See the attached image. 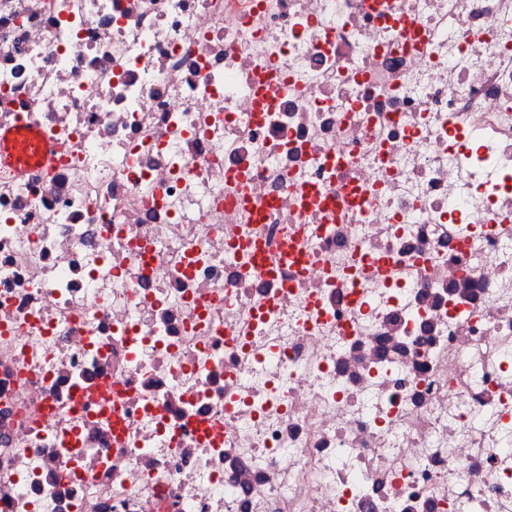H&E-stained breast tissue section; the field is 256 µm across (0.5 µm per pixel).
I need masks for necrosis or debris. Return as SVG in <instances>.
Returning <instances> with one entry per match:
<instances>
[{
	"instance_id": "4bbe7bcc",
	"label": "necrosis or debris",
	"mask_w": 512,
	"mask_h": 512,
	"mask_svg": "<svg viewBox=\"0 0 512 512\" xmlns=\"http://www.w3.org/2000/svg\"><path fill=\"white\" fill-rule=\"evenodd\" d=\"M14 131L0 512H512V0H0Z\"/></svg>"
}]
</instances>
